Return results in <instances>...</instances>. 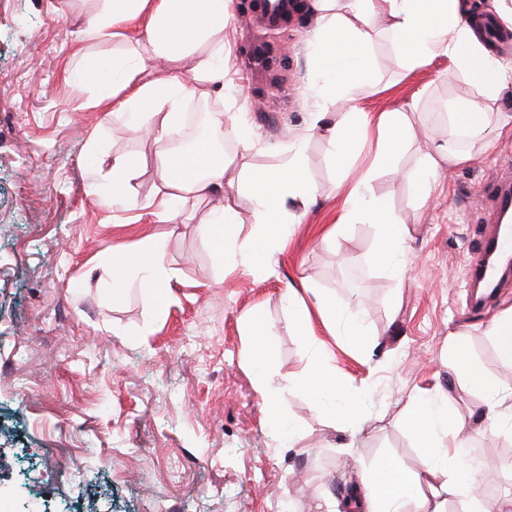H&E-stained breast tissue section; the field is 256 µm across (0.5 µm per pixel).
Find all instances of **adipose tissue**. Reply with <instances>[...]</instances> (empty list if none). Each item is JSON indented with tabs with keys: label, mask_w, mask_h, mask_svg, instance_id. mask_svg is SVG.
<instances>
[{
	"label": "adipose tissue",
	"mask_w": 512,
	"mask_h": 512,
	"mask_svg": "<svg viewBox=\"0 0 512 512\" xmlns=\"http://www.w3.org/2000/svg\"><path fill=\"white\" fill-rule=\"evenodd\" d=\"M230 2L104 0L101 13L86 23L87 39H123L122 24L133 15L146 17L148 38L143 43H129L126 52L111 61H93V68L108 67L113 72L112 93L99 99V107L125 112L132 127L146 136L158 141L166 137L179 121L181 104L196 96L199 85L223 78L219 61L224 56V22ZM316 8L320 23L314 33L313 63L319 101L311 113L309 130L327 140L344 172L365 143L375 145L368 166L347 191L336 229L341 232L363 220L376 224L379 264L389 270L400 269L405 263L403 224L381 198L368 193L367 186L411 144L417 108L412 105L403 112H384L372 121L353 111L345 123L336 125L327 120L329 102L346 97L366 76L369 32L379 21L385 22L394 42V66L409 68L443 56L479 78L493 98L512 87V66L493 57L478 41L475 26L464 20L461 0H316ZM162 104L168 105V112L156 115V107ZM449 119L467 139L482 142L492 128L511 124L512 114H489L473 102L457 101L450 107ZM285 154L282 166L253 178L254 230L247 236L237 231L242 219L235 208L237 176L231 163L203 145L191 151L157 152L158 183L148 204L149 214L156 221L173 224L177 221L173 204L180 196L206 198L222 193L224 202L202 224V233L216 242L220 256L272 269L274 252L286 239L285 223H296L298 209L307 208L315 198L301 143L289 145ZM142 166L143 159L137 154L113 157L103 176L104 184L112 188L109 205L138 209L131 189ZM112 268L114 299L122 298L129 273L136 271L146 303L156 314L168 311L173 301L169 288L173 271L160 242L123 252ZM244 323L251 335L250 359L257 389L266 399L270 415H277L281 385L270 373L275 355L264 341L268 322L263 312L255 309L245 315ZM451 359L453 368L484 396L477 420L488 423L499 418L505 396L471 359L463 341L453 343ZM405 422L422 442V468L410 471L396 459L379 460L363 481L365 512H448L452 503L459 504L461 512H512V499L484 498L475 478L459 466L473 432L469 422L447 407L423 400L410 402Z\"/></svg>",
	"instance_id": "obj_1"
}]
</instances>
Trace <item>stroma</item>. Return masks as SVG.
<instances>
[{
	"mask_svg": "<svg viewBox=\"0 0 512 512\" xmlns=\"http://www.w3.org/2000/svg\"><path fill=\"white\" fill-rule=\"evenodd\" d=\"M103 0H0V512H341L348 486H361L375 461L390 456L417 469L422 452L405 425L407 402L421 397L468 416L480 395L448 364L452 335L502 388L512 364L490 336L489 321L512 308V281L478 308L470 306L469 267L499 224L494 185L512 179V128L486 143H457L448 126L452 100L512 109V88L485 98L444 57L405 71L390 62L389 33H370V68L350 97L329 104L343 123L350 108L369 115L418 101L415 140L399 170L368 185L405 224L406 266L376 260L377 225L333 233L345 202L325 139L305 136L316 104L310 36L314 0L270 28L255 0H232L224 24V83L201 85L195 100L224 119L241 118L254 134L247 153L229 154L244 177L236 202L255 207L246 175L280 166L282 146L304 137L315 199L274 254V272L221 263L200 230L209 200L186 198L182 221L107 209L90 193L101 161L139 154L132 183L138 202L154 191L155 144L138 137L121 113L95 105L99 90L70 73L89 58L111 59L115 44L83 37ZM269 51L262 74L248 71V35ZM97 139L99 155L86 151ZM460 148L468 160L445 164L424 192L399 175L425 153ZM166 243L176 272V301L155 317L138 289L112 300V255ZM330 297L335 320L314 339L288 323L291 299ZM261 309L278 357L277 376L301 372L317 355L336 367L338 404L350 418L331 420L322 403L285 389L282 411L298 434L287 439L255 388L241 321ZM369 333L365 346L344 336L349 321ZM109 401V414L98 405ZM465 461L496 480L489 499L512 497V432L472 435Z\"/></svg>",
	"mask_w": 512,
	"mask_h": 512,
	"instance_id": "obj_1",
	"label": "stroma"
}]
</instances>
